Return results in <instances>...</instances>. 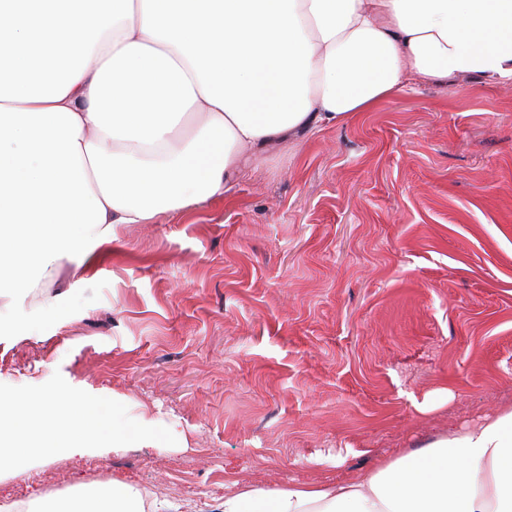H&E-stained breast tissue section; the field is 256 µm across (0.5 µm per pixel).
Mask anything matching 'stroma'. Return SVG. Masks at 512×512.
<instances>
[{
	"label": "stroma",
	"mask_w": 512,
	"mask_h": 512,
	"mask_svg": "<svg viewBox=\"0 0 512 512\" xmlns=\"http://www.w3.org/2000/svg\"><path fill=\"white\" fill-rule=\"evenodd\" d=\"M111 249L15 304L0 384L58 371L179 438L57 454L0 474L1 497L119 478L217 512L239 484L369 473L512 401V82L416 81Z\"/></svg>",
	"instance_id": "stroma-1"
}]
</instances>
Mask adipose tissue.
I'll use <instances>...</instances> for the list:
<instances>
[{
	"label": "adipose tissue",
	"mask_w": 512,
	"mask_h": 512,
	"mask_svg": "<svg viewBox=\"0 0 512 512\" xmlns=\"http://www.w3.org/2000/svg\"><path fill=\"white\" fill-rule=\"evenodd\" d=\"M512 81V0H0V288L88 273L122 224L224 198L271 147L410 79ZM171 512L112 480L0 512ZM220 512H512V405L366 477Z\"/></svg>",
	"instance_id": "ef3b65f1"
}]
</instances>
